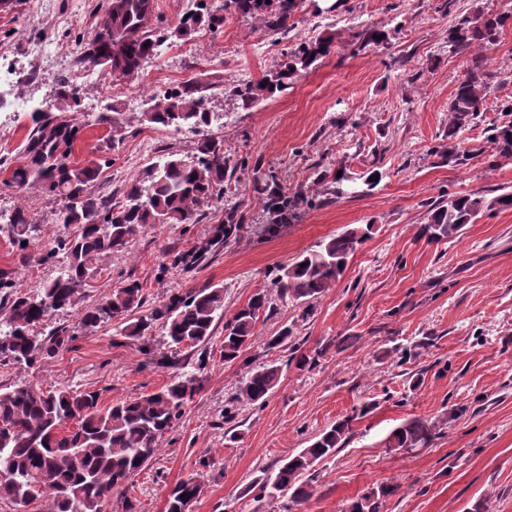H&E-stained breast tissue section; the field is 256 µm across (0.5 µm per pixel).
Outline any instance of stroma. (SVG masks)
<instances>
[{
  "label": "stroma",
  "instance_id": "35a3bbf8",
  "mask_svg": "<svg viewBox=\"0 0 512 512\" xmlns=\"http://www.w3.org/2000/svg\"><path fill=\"white\" fill-rule=\"evenodd\" d=\"M99 0H17L0 9V158L20 161L29 129L28 107L56 102L54 79L78 77L80 42L93 33ZM512 13V0H303L287 38L260 23L227 16L217 32L201 29L171 39L134 81L101 76L81 81L78 110L58 104L59 115L80 125L74 162L88 160L106 139L93 116L117 105L127 129L110 169L94 184L111 194L147 165L172 152L194 154L196 129H157L140 116L153 92L191 78L210 82L209 133L220 136L232 158L257 160L242 191L228 190L199 224H149L120 252L94 260L84 304H94L131 281L143 287L138 315L151 314L175 293L215 286L224 311L233 313L257 292L271 309L257 323L260 339L233 362L221 354L224 321L195 347L169 351L162 333L143 342L123 336L120 321L75 333L78 314L53 316L49 326L69 339L53 359L33 370L0 366V388L24 380L43 388L99 392L102 406L160 390L174 377L195 376L198 390L155 460L114 493L109 512H166L179 482L198 478L201 492L189 512H284L287 496L262 495L279 461L296 454L336 420L353 417L348 437L313 470L314 493L300 512H344L367 490L393 486L382 512H512V209L493 210L467 225L462 236L430 242L417 234L429 204L478 193L512 192V158L492 159L485 131L508 117L512 101V27L484 48L491 73L481 122L461 133L475 150L469 165L454 167L433 151L448 140V102L469 65L451 52L448 34L460 16ZM393 30L383 47L351 52L365 29ZM328 37L332 52L300 74L285 92L243 109L228 85L257 81L303 41ZM346 172V193L321 196L291 223L266 232L265 199L252 189L276 173L289 194L317 187L312 163ZM382 177L374 188L364 179ZM0 171V224L27 207L40 232L25 255L0 233V269L19 291L35 294L57 275L40 255L64 228L59 205L38 189L5 186ZM245 216L222 244L212 245L224 210ZM372 233L333 288L309 304L281 298L272 281L279 267L347 229ZM210 245L191 271L172 267V254ZM290 327L295 350L268 348L264 340ZM172 353L174 364L154 358ZM315 359L299 366L298 357ZM283 368L264 404L235 402L250 372ZM368 414H361L364 404ZM438 423L424 448L386 446L400 424ZM207 466H200V459Z\"/></svg>",
  "mask_w": 512,
  "mask_h": 512
}]
</instances>
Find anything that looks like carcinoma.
<instances>
[{
  "label": "carcinoma",
  "instance_id": "cac0c4a2",
  "mask_svg": "<svg viewBox=\"0 0 512 512\" xmlns=\"http://www.w3.org/2000/svg\"><path fill=\"white\" fill-rule=\"evenodd\" d=\"M298 0H224V11L249 17L268 29L284 35L294 27ZM96 29L83 43L80 62L98 74L138 77L144 64L157 55L165 42L182 39L202 26L223 27L224 15L209 8L208 0H194L173 30L165 33L154 24V0H102ZM512 19L509 14L463 17L450 32L448 42L455 53L471 54L469 67L458 79L448 103V149L441 157L453 166H466L476 157L458 142L460 132L478 124L482 117L488 83L485 58L473 52L496 41L500 30ZM388 33L369 28L360 34V48L380 46ZM328 38L302 42L289 59L257 82L230 88L243 107L288 89L292 79L318 60L329 56ZM58 98L79 106L81 87L69 77L55 79ZM212 86L196 80L155 93L150 111L142 121L157 128L177 129L190 125L201 133L196 153L190 157H170L142 170L120 191L119 196H101L94 191L103 169L112 165V154L124 141L119 112L105 105L95 124L112 134L99 145L95 158L87 164L70 160L79 129L64 116L51 115L40 107L30 112L32 125L26 140L24 161L13 167L6 183L16 188L38 186L59 202L58 223L74 227V232L56 238L42 255L48 263L59 257L65 264L53 279L34 295L14 291L9 272L0 270V290H10L9 310L0 320V365L33 369L54 358L65 340L57 333L40 337L35 328L47 323L59 311L81 304L92 261L101 255L127 247L148 224H198L205 217L204 207L224 197V181L236 167L229 165L224 139L209 134L210 113L206 102ZM494 157H512V123L487 129ZM344 177L318 166L317 183L330 186L331 194L344 195ZM255 189L266 196L267 223L286 224L298 206L310 207L314 198L289 196L275 174ZM512 208V193L491 199L482 195H460L434 202L428 209L421 235L439 242L457 237L463 227L488 210ZM0 231L20 256L39 231L23 206L15 208ZM368 231L361 228L323 241L315 250L301 254L289 267L282 268L274 286L280 297L300 304L309 303L331 288L343 275L349 258L364 243ZM208 248L173 256L171 264L191 267ZM142 300V286L130 282L115 289L112 296L78 310L76 330L94 332L114 319L125 320L122 334L135 339L149 336L161 327L169 347L181 349L205 342L212 335L215 318L224 314V289L203 287L171 296L150 316L128 320ZM268 308L267 295L259 292L224 323L222 352L225 362L239 357L256 341V324ZM281 369L270 365L252 372L238 387L235 401L261 405L279 384ZM197 391L193 376L181 375L156 392L115 403L104 409L100 394L73 388L44 390L27 381L0 390V500L32 503L51 502V512H99V507L123 489L131 477L147 466L159 452V441L181 418L186 404ZM75 422L67 431L63 426ZM346 417L322 432L308 447L288 457L262 485L269 497L289 494L285 512L308 500L312 483L302 479L315 465L333 455L351 430ZM437 430L433 421L413 419L391 431L390 448H423ZM200 493V483L192 477L176 485L168 495L167 512H188ZM385 488L371 489L352 501L346 512H381Z\"/></svg>",
  "mask_w": 512,
  "mask_h": 512
}]
</instances>
